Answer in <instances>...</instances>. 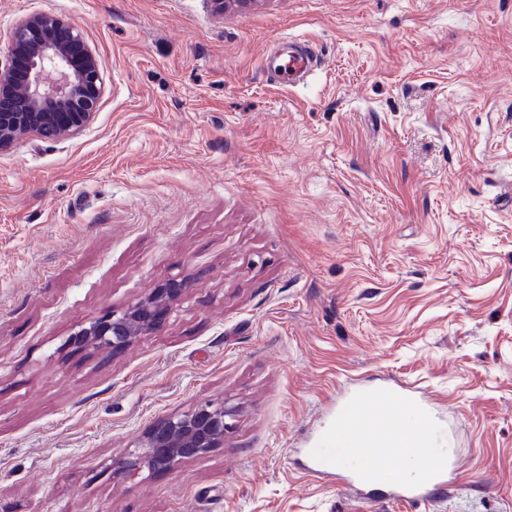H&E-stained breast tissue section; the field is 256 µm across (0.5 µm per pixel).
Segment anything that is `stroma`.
I'll list each match as a JSON object with an SVG mask.
<instances>
[{"instance_id": "35a3bbf8", "label": "stroma", "mask_w": 512, "mask_h": 512, "mask_svg": "<svg viewBox=\"0 0 512 512\" xmlns=\"http://www.w3.org/2000/svg\"><path fill=\"white\" fill-rule=\"evenodd\" d=\"M97 58L91 125L0 153V512H512V0H0ZM320 65L269 84L291 37ZM177 280L127 349L89 322ZM404 386L458 472L365 500L303 452ZM223 401L222 447L118 463Z\"/></svg>"}]
</instances>
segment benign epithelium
Masks as SVG:
<instances>
[{
  "label": "benign epithelium",
  "instance_id": "1",
  "mask_svg": "<svg viewBox=\"0 0 512 512\" xmlns=\"http://www.w3.org/2000/svg\"><path fill=\"white\" fill-rule=\"evenodd\" d=\"M80 33L63 20L35 13L21 19L11 30L8 44L29 47V65L24 79L28 106L20 108L15 95L0 103V152L35 132L43 139L59 141L75 136L93 121L101 99L98 62L86 51L80 68L70 65V42L80 41ZM14 84L12 53L0 57V91ZM186 284L173 281L154 295L119 314L89 323L77 332L80 343L128 347L137 337L154 329L167 314L171 299ZM224 403L204 402L193 411L172 416L157 424L133 454L119 466L124 474L146 468L166 471L186 458L224 446V435L231 429Z\"/></svg>",
  "mask_w": 512,
  "mask_h": 512
}]
</instances>
